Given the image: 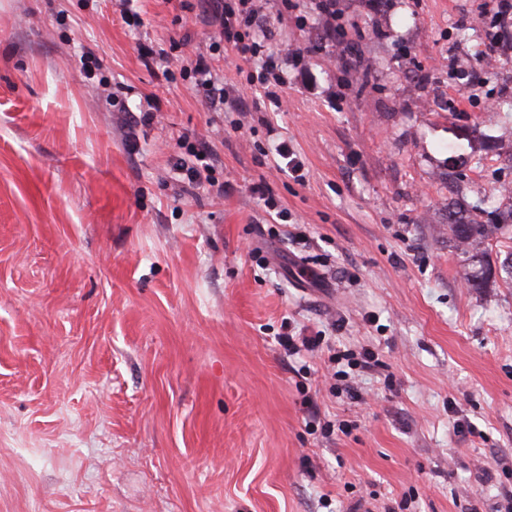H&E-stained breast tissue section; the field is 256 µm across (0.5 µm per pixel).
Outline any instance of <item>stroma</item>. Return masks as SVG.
Returning <instances> with one entry per match:
<instances>
[{
	"label": "stroma",
	"mask_w": 512,
	"mask_h": 512,
	"mask_svg": "<svg viewBox=\"0 0 512 512\" xmlns=\"http://www.w3.org/2000/svg\"><path fill=\"white\" fill-rule=\"evenodd\" d=\"M483 2L340 0L348 70L313 0H267L265 52L293 55L277 109L200 0H0V512H499L512 280L493 240L468 286L449 230L512 213V57L454 74ZM211 42L242 129L188 70ZM303 328L328 349L286 356ZM364 347L387 371L336 393L331 350Z\"/></svg>",
	"instance_id": "35a3bbf8"
}]
</instances>
